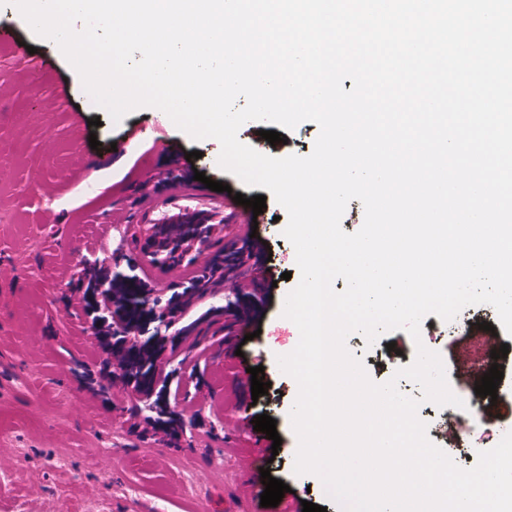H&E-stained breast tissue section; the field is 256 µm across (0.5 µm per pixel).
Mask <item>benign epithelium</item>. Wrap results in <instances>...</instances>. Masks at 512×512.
Wrapping results in <instances>:
<instances>
[{
    "label": "benign epithelium",
    "instance_id": "obj_1",
    "mask_svg": "<svg viewBox=\"0 0 512 512\" xmlns=\"http://www.w3.org/2000/svg\"><path fill=\"white\" fill-rule=\"evenodd\" d=\"M221 231L216 224H193L188 229L148 225L143 230L142 258L124 269L112 268V277L90 286L83 294L90 323L94 326L100 322L112 324V374L118 376L122 386L133 394L151 393V411L156 414L153 424L162 431L171 429L173 419L185 423L182 415L170 410L171 382L165 373V365L177 358L192 336L195 322L184 325L182 320L204 297L203 281L199 277L193 278L182 291L169 296L161 288L144 289L136 301L115 294L114 289L138 283V271L148 264L162 270L186 261L196 264L208 243ZM163 302L177 316L171 324L158 319L155 306ZM159 338L164 341V350L155 362L131 363L134 352L155 347V340Z\"/></svg>",
    "mask_w": 512,
    "mask_h": 512
}]
</instances>
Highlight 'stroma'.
Returning <instances> with one entry per match:
<instances>
[{"label":"stroma","instance_id":"stroma-1","mask_svg":"<svg viewBox=\"0 0 512 512\" xmlns=\"http://www.w3.org/2000/svg\"><path fill=\"white\" fill-rule=\"evenodd\" d=\"M1 25L13 40L0 42V74L12 78L0 88V419L12 422L0 434V512H286L295 499L341 512L319 477L294 472L290 412L298 384L277 358L297 345L299 330L283 312L300 277L295 249L282 234L286 211L274 196L266 197L256 225H229L206 251L223 258L227 275L199 312L242 295L264 313L241 323L213 318L217 334L186 345L175 360L171 406L189 421L185 444L170 446L121 385L100 394L103 356L84 314L81 258L93 252L123 265L138 261L141 241L127 222L138 218L145 183L170 151L199 152L195 169L244 198L261 190L219 167L216 139L191 138L162 111L143 107L112 122L61 50L36 36L15 7H0ZM22 42L31 54L19 55ZM63 84L69 96H60ZM96 118L100 126L90 127ZM318 134V125L306 121L259 151L306 156ZM115 141L120 150L112 149ZM250 236L272 254L253 285L240 276L250 263L241 241ZM391 340L402 355L387 356ZM420 343L439 352L448 376L456 377L458 337L437 315L423 319L417 341L403 330L371 345L358 333L346 340L379 384L411 364ZM259 365L270 388L256 398L250 370ZM261 414L276 421L278 451L253 428ZM264 468L288 484L294 499L261 506L247 475Z\"/></svg>","mask_w":512,"mask_h":512}]
</instances>
